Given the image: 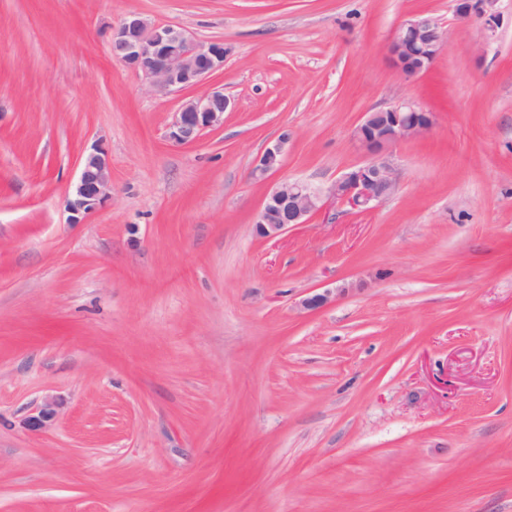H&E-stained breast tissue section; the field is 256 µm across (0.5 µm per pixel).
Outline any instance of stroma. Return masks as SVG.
Returning a JSON list of instances; mask_svg holds the SVG:
<instances>
[{"label": "stroma", "mask_w": 512, "mask_h": 512, "mask_svg": "<svg viewBox=\"0 0 512 512\" xmlns=\"http://www.w3.org/2000/svg\"><path fill=\"white\" fill-rule=\"evenodd\" d=\"M0 0V512H512V0ZM220 40L237 106L190 145L192 89L115 59L128 13ZM451 30L407 81L394 30ZM433 112L364 213L280 237L270 188L365 157V112ZM266 181L250 170L282 132ZM103 142L112 196L69 221ZM338 289L314 310L310 292ZM58 419L23 422L45 396ZM498 0H453V14L461 22H477L493 38L500 25V14L496 8Z\"/></svg>", "instance_id": "obj_1"}]
</instances>
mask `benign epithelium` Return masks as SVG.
Wrapping results in <instances>:
<instances>
[{
	"label": "benign epithelium",
	"mask_w": 512,
	"mask_h": 512,
	"mask_svg": "<svg viewBox=\"0 0 512 512\" xmlns=\"http://www.w3.org/2000/svg\"><path fill=\"white\" fill-rule=\"evenodd\" d=\"M498 0H453V14L461 22H477L487 39L500 25ZM450 32L437 18L418 15L395 29L389 42V58L399 75L410 80L436 60L449 46ZM112 54L142 73L149 88L157 93L199 86L211 74L224 69L229 50L220 40L202 41L183 29L152 24L139 14L127 15L112 29ZM234 100L222 88H212L190 99L174 113L168 138L177 145L194 143L203 131L224 124V113L233 110ZM435 123L434 113L409 101H399L364 114L353 140L366 160L323 187L303 180H288L264 198L254 224L257 236L275 239L288 229L305 224L331 206L350 211H367L391 198L397 191L400 172L392 159L398 143L427 134ZM290 141L283 133L256 159L250 175L264 180L280 168ZM112 194V164L108 150L95 143L84 152L79 175L68 201L69 221L81 224ZM336 300V291L326 289L303 298L300 306L316 310ZM59 401L46 397L24 425L31 432L48 428L58 415Z\"/></svg>",
	"instance_id": "obj_1"
}]
</instances>
